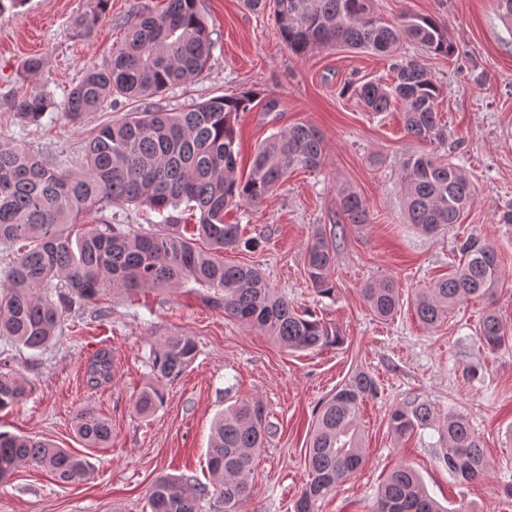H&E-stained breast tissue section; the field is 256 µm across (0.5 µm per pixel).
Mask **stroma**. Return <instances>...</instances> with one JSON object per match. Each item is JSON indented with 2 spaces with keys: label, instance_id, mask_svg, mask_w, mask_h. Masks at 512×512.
Masks as SVG:
<instances>
[{
  "label": "stroma",
  "instance_id": "obj_1",
  "mask_svg": "<svg viewBox=\"0 0 512 512\" xmlns=\"http://www.w3.org/2000/svg\"><path fill=\"white\" fill-rule=\"evenodd\" d=\"M94 0H17L0 13V143L49 156L78 168L85 143L98 126L130 111L121 103L77 121L62 105L84 73L106 66L127 28L143 13H158L166 0H108L104 19L77 35V20ZM213 29L215 46L207 70L151 99L154 108L177 112L214 96L251 90L259 106L238 119L240 164L271 134L298 123L316 126L325 160L315 170L288 176L259 204L234 207L224 220L261 237L256 251L225 252L228 264L259 268L274 291L298 310L313 311L342 331V346L291 352L261 330L225 316L200 291L186 288L149 293L107 289L67 318L61 336L42 351L10 348V365L29 383L22 403L0 411V431L50 441L85 456L90 479L58 483L50 473L20 467L0 484V512H149L148 494L163 473L209 483L206 451L215 416L243 399L261 400L271 436L256 454L249 495L239 512H293L308 480L305 448L314 413L337 386L357 371L370 373L379 392L366 400L360 426L364 467L320 502L318 512H373L378 489L397 464L413 466L428 493L450 512H512V343L488 352L479 341L486 310L495 309L512 333V32L495 0H375L387 21L412 11L448 28L453 56L406 45L440 86L439 111L448 140L441 159L463 165L475 199L459 224L440 234L419 233L403 219L399 173L417 151L398 112L372 115L349 87L385 76L381 57L347 47H317L293 55L272 11L249 10L243 0H198ZM31 55L44 59L43 72L23 78ZM50 94L58 104L35 124L22 122L11 107L14 95ZM278 105L266 111L264 101ZM353 187L365 200L372 224L347 230L337 248L335 291L318 294L304 272L305 245L315 228L333 229L340 219L336 190ZM162 214L138 205H114L86 215L89 224L110 222L154 229ZM478 235L494 243L504 285L494 299L458 305L433 328L423 327L411 304L394 319L376 318L361 289L391 277L405 293L427 287L448 271L460 240ZM186 333L197 343L193 365L177 380L155 379L147 362L161 335ZM115 362L111 382L86 380V366L101 349ZM157 383L165 401L148 418L135 408L139 391ZM430 402L439 414L463 412L482 436L490 467L469 485L456 482L438 456V434L428 429L400 439L388 414L407 401ZM86 408L108 419L112 441L90 449L76 436L74 420Z\"/></svg>",
  "mask_w": 512,
  "mask_h": 512
}]
</instances>
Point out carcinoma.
Masks as SVG:
<instances>
[{
	"instance_id": "carcinoma-1",
	"label": "carcinoma",
	"mask_w": 512,
	"mask_h": 512,
	"mask_svg": "<svg viewBox=\"0 0 512 512\" xmlns=\"http://www.w3.org/2000/svg\"><path fill=\"white\" fill-rule=\"evenodd\" d=\"M108 0L82 16L77 26L90 31L106 14ZM278 29L288 49L302 56L316 47L345 46L390 61L389 78L349 87L368 111L380 114L398 107L405 135L424 146L444 141L438 117L440 88L415 59L400 55L414 42L427 51L450 56L454 45L435 18L406 13L396 23L382 20L374 0H272ZM197 9V0H168L161 13L140 17L109 65L87 71L71 89L65 115L79 120L90 112L112 108L114 99L141 104L200 75L215 41ZM256 93L217 96L182 112L139 107L128 117L105 122L84 148L81 168L63 170L55 159L0 145V245L16 251L4 267L0 288V340L41 350L53 339L64 318L74 315L112 286L126 291L183 288L194 284L204 299L224 315L264 330L290 351L320 350L344 342L340 329L309 312L297 311L269 287L256 267L226 265V250L255 249L259 241L243 236L241 225L224 223V210L257 204L296 169L313 170L325 158L321 131L297 124L272 134L253 154L246 176L237 175V119L253 108ZM56 103L45 92L12 100L25 123H37ZM407 223L425 234L456 224L473 201L474 188L465 169L431 151L411 154L401 169ZM341 224L361 230L371 223L364 199L350 186L337 188ZM186 204L199 213L195 232L185 235L178 224L134 232L123 224H96L79 230L90 210L117 204L145 205L158 212ZM457 265L415 297V313L426 327L442 322L457 305L493 298L503 285L495 246L472 235L456 245ZM335 237L317 229L304 251L308 280L320 295L334 292ZM363 296L381 320L400 309L402 289L392 278L368 283ZM482 346L495 351L508 339L492 310L479 326ZM0 410L23 402L27 384L7 369L0 352ZM197 345L187 334L161 337L149 353L154 376L174 381L194 363ZM113 357L100 350L86 368L87 383L112 380ZM377 393V382L356 373L318 407L310 427L305 457L309 481L293 503V512H315L318 501L363 463L359 417L365 400ZM164 401L159 387L148 384L136 400L143 417ZM389 425L397 436L432 429L439 433L440 462L463 482L476 481L489 467L480 434L468 417L450 411L442 417L426 401L413 400L392 409ZM77 436L89 448L112 440L109 421L90 409L75 423ZM270 434L263 404L241 401L219 414L207 448L211 485L192 476H161L148 495L150 512H200L213 498L224 512H237L249 493L257 452ZM50 471L63 483L87 480L90 462L65 448L28 436L0 431V481L19 467ZM376 512H448L425 491L408 465L394 469L381 486Z\"/></svg>"
}]
</instances>
